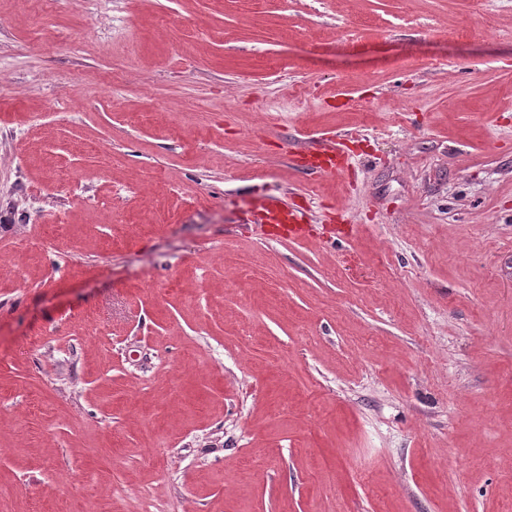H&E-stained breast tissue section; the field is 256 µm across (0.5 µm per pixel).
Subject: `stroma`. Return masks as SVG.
I'll return each mask as SVG.
<instances>
[{"label": "stroma", "instance_id": "stroma-1", "mask_svg": "<svg viewBox=\"0 0 512 512\" xmlns=\"http://www.w3.org/2000/svg\"><path fill=\"white\" fill-rule=\"evenodd\" d=\"M0 512H512V0H0ZM259 217L262 221L275 224L286 231L290 237H306L307 226L301 224L303 215L299 212L289 210L278 199H266L259 206Z\"/></svg>", "mask_w": 512, "mask_h": 512}]
</instances>
